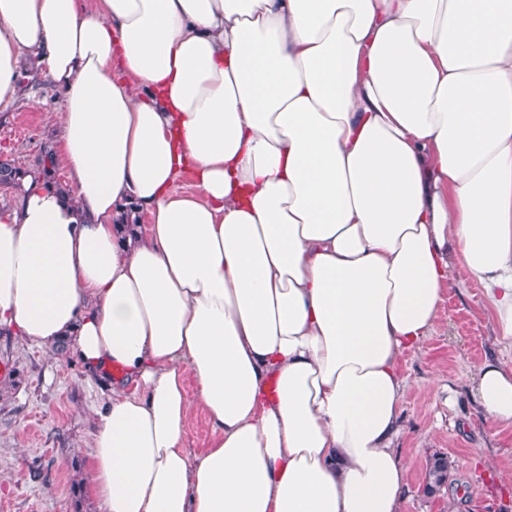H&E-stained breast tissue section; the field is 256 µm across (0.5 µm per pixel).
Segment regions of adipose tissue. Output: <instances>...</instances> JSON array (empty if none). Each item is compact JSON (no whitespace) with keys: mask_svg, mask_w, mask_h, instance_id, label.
<instances>
[{"mask_svg":"<svg viewBox=\"0 0 512 512\" xmlns=\"http://www.w3.org/2000/svg\"><path fill=\"white\" fill-rule=\"evenodd\" d=\"M31 51L71 189L0 214V328L108 389L101 512H401L450 255L512 345V0H0V103ZM211 429L201 412L194 413L186 426L184 446L191 453H198L209 445Z\"/></svg>","mask_w":512,"mask_h":512,"instance_id":"ef3b65f1","label":"adipose tissue"}]
</instances>
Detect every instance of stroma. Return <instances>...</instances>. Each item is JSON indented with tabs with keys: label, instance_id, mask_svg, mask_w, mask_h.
Segmentation results:
<instances>
[{
	"label": "stroma",
	"instance_id": "stroma-1",
	"mask_svg": "<svg viewBox=\"0 0 512 512\" xmlns=\"http://www.w3.org/2000/svg\"><path fill=\"white\" fill-rule=\"evenodd\" d=\"M18 82L16 99L0 104V162L27 170L57 145L63 99L34 66ZM491 358L512 369L481 284L453 262L433 332L400 363L408 388L398 447L410 474L402 512H512V427L485 421L470 392ZM106 396L67 351L0 332V512H99L87 462ZM438 455L448 481L429 494L425 472Z\"/></svg>",
	"mask_w": 512,
	"mask_h": 512
}]
</instances>
